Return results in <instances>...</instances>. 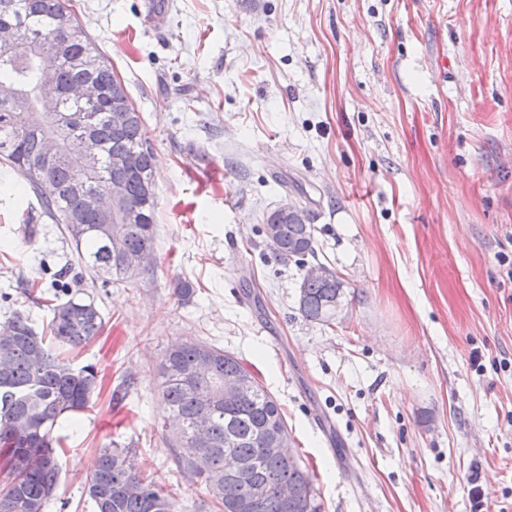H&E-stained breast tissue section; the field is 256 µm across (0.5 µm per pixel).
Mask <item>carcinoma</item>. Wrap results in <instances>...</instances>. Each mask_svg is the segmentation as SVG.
<instances>
[{"label":"carcinoma","mask_w":512,"mask_h":512,"mask_svg":"<svg viewBox=\"0 0 512 512\" xmlns=\"http://www.w3.org/2000/svg\"><path fill=\"white\" fill-rule=\"evenodd\" d=\"M18 24L14 43L0 46V85L20 87L18 98L0 103V159L28 183L48 216L65 229L76 245L84 248L81 263L97 278L115 282L132 280L142 272L126 261L112 257L102 227L121 241L132 256L153 254L157 197L153 181V153L141 113L133 106L126 88L69 9L67 0H10ZM57 63L53 85L55 112L74 116L81 110L76 96L83 83L92 80L102 91L95 135L103 160L102 171L82 170L70 157L46 162L41 130H24L20 116L32 119L41 113L45 98L41 56ZM125 181L129 214L106 223L98 214L82 208L80 197L102 190L107 181ZM260 233L273 243L278 259L303 263L315 255L314 216L304 221L282 206L263 219ZM79 274L70 270L54 273L49 334L38 333L28 314L13 310L4 322L11 339L0 341V362L8 364L6 381L0 380V512H45L54 498L59 479L62 438L54 435L63 416L87 408L98 387V372L91 364L75 367L64 351L88 344L100 333L103 318L94 302L70 292ZM343 282L334 270L320 279H302L298 288V310L310 322L329 325L336 300L343 298ZM203 343L185 341L162 356L163 413L180 421L186 438L193 436L195 415L207 396L215 401L207 424L209 450L197 462L182 459L176 443L166 439L167 448L191 479L199 483L214 512H322L320 489L301 462L279 451L281 443L266 425L288 431L278 400L234 355L221 348L213 353L210 377L195 375L198 349ZM250 377L246 395L224 399V380L239 375ZM32 421L34 434L23 436L17 424ZM251 473L255 495L244 499L234 480L224 477V441ZM309 486L313 495L300 501H285L279 495L284 485ZM85 492L97 512H180L174 496L144 476L130 451L114 443L103 446L96 469L87 478Z\"/></svg>","instance_id":"1"}]
</instances>
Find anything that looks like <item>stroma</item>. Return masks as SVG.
I'll return each mask as SVG.
<instances>
[{"label":"stroma","mask_w":512,"mask_h":512,"mask_svg":"<svg viewBox=\"0 0 512 512\" xmlns=\"http://www.w3.org/2000/svg\"><path fill=\"white\" fill-rule=\"evenodd\" d=\"M142 113L155 269L85 278L104 318L73 350L89 406L47 512H94L101 446L131 449L182 512H210L165 444L158 366L178 341L233 353L280 403L323 512H512V0H72ZM344 283L332 324L265 244L287 197ZM80 264L0 160V321ZM195 291L175 295V280Z\"/></svg>","instance_id":"1"}]
</instances>
